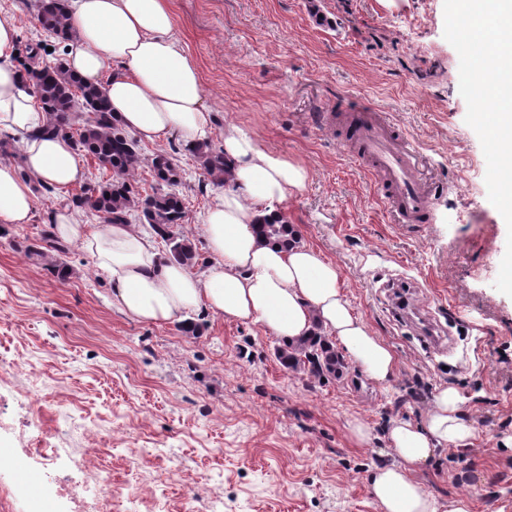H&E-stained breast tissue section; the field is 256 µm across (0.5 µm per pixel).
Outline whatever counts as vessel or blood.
I'll return each instance as SVG.
<instances>
[{
  "label": "vessel or blood",
  "mask_w": 512,
  "mask_h": 512,
  "mask_svg": "<svg viewBox=\"0 0 512 512\" xmlns=\"http://www.w3.org/2000/svg\"><path fill=\"white\" fill-rule=\"evenodd\" d=\"M336 111L345 129L343 144L354 162L376 180L392 223H429L434 190L423 177L418 148L360 94L349 93Z\"/></svg>",
  "instance_id": "1"
}]
</instances>
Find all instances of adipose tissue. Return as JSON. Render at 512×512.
Returning <instances> with one entry per match:
<instances>
[{"instance_id": "ef3b65f1", "label": "adipose tissue", "mask_w": 512, "mask_h": 512, "mask_svg": "<svg viewBox=\"0 0 512 512\" xmlns=\"http://www.w3.org/2000/svg\"><path fill=\"white\" fill-rule=\"evenodd\" d=\"M64 4L71 33L63 65L84 84L102 86L117 126L148 142L176 134L193 146L208 138L212 109L196 63L174 35L170 0ZM19 36L16 19L0 10V130L28 134L21 165L0 160L1 226L30 222L37 187L83 179L71 141L42 132L46 114L16 61ZM222 147L230 177L203 216L214 256L205 274L168 260L132 225L103 222L84 230L66 207L53 218L54 234L81 243L108 281L113 307L136 321L162 324L203 308L291 342L315 333L343 346L367 379L388 383L396 354L354 314L336 264L314 247L288 246L259 232L275 222L287 195L305 188L307 168L234 125L225 127ZM474 437L452 386L438 390L424 421L395 419L389 430L395 461L376 469L371 482L383 512H470L462 496L440 506L415 474L438 447L463 448Z\"/></svg>"}]
</instances>
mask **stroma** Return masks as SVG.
<instances>
[{
	"mask_svg": "<svg viewBox=\"0 0 512 512\" xmlns=\"http://www.w3.org/2000/svg\"><path fill=\"white\" fill-rule=\"evenodd\" d=\"M37 0H0L19 22L28 66L61 61L62 43L36 19ZM175 34L200 70L221 143L241 127L309 171L279 210L297 241L340 270L345 295L399 363L387 385L351 359L319 379L276 358L282 339L205 313L147 324L113 308L106 278L77 243L46 251L41 232L82 186L112 173L84 157L82 185L36 191L27 224L0 227V436L25 463L63 454L49 477L125 512H380L369 477L393 463L392 419L422 420L438 388L454 386L475 429L471 445L436 450L416 474L439 503L512 512V297L494 283L507 226L489 202L486 160L466 124L459 55L444 37L443 0H171ZM359 90L425 157L437 190L433 219L390 223L371 176L346 156L321 115ZM130 182H161L150 160L178 166L174 190L196 247L200 219L224 188L171 137L142 142ZM42 251L41 259L31 251ZM67 276H59L54 260ZM415 282L418 307L453 345L438 351L398 323L387 284ZM371 430L358 444L352 420Z\"/></svg>",
	"mask_w": 512,
	"mask_h": 512,
	"instance_id": "35a3bbf8",
	"label": "stroma"
}]
</instances>
